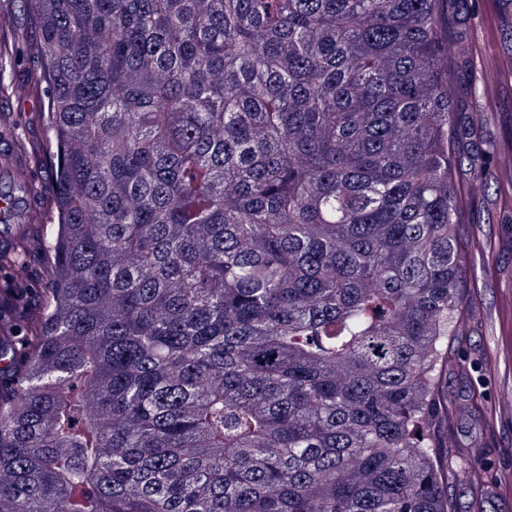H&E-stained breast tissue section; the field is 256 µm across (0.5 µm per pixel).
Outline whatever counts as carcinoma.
<instances>
[{
  "label": "carcinoma",
  "instance_id": "obj_1",
  "mask_svg": "<svg viewBox=\"0 0 512 512\" xmlns=\"http://www.w3.org/2000/svg\"><path fill=\"white\" fill-rule=\"evenodd\" d=\"M24 2L0 96L50 136L0 113V165L56 190L0 245V512H450L460 189L512 204L471 0ZM22 5L23 3L19 0H0L1 9L14 15L15 25L25 40V53L20 66L16 69V75L30 79L40 66V60L34 49L38 40V31L31 25L27 12ZM1 112L13 115L30 136L36 141H44L47 132L43 106L34 98H3L0 99ZM51 265L50 259L46 254H34L30 265V274L32 278L33 288H35L30 296L29 303L40 302L42 308L47 301L46 289L50 281L47 272Z\"/></svg>",
  "mask_w": 512,
  "mask_h": 512
}]
</instances>
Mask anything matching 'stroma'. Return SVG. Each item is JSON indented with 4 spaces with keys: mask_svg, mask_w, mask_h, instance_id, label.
<instances>
[{
    "mask_svg": "<svg viewBox=\"0 0 512 512\" xmlns=\"http://www.w3.org/2000/svg\"><path fill=\"white\" fill-rule=\"evenodd\" d=\"M13 14L25 40L17 75L33 77L40 66L34 46L38 32L21 0H0ZM0 110L13 115L30 136L44 141V110L32 98H1ZM486 136L512 143V82L495 86L482 100ZM35 185L18 191L8 170L0 168V194L10 197L14 223L30 210L49 209L55 193L53 174L34 172ZM465 231L472 241L464 293L471 300L467 335L448 343L449 368L443 373L453 418L447 435L452 452L473 455L464 480L448 479L453 512H512V216L491 200L462 194Z\"/></svg>",
    "mask_w": 512,
    "mask_h": 512,
    "instance_id": "obj_1",
    "label": "stroma"
}]
</instances>
